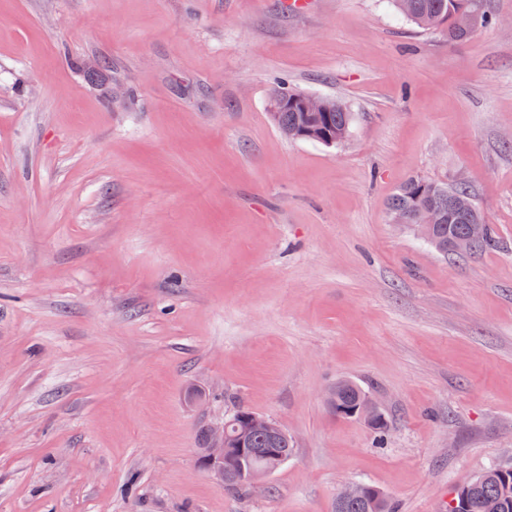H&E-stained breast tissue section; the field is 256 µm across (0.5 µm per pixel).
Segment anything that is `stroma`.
<instances>
[{
  "mask_svg": "<svg viewBox=\"0 0 512 512\" xmlns=\"http://www.w3.org/2000/svg\"><path fill=\"white\" fill-rule=\"evenodd\" d=\"M451 42L386 0H0V512H448L512 462V0ZM346 141L284 137L279 79ZM469 187L502 242L443 255L387 201ZM350 380L385 440L336 414ZM294 452L234 494L237 407ZM335 102L330 107L329 112L325 113L323 117V127L327 130H332L333 127H336L335 132L325 131L318 135L319 140L326 143L328 146L340 144L346 138L343 133L340 131L349 130L350 125L352 124L353 114L349 112L346 106L337 99L330 98ZM237 412L248 413V414H235L233 418L222 421L218 424L210 425L208 429L209 438L212 444V455L210 462L207 467H204L205 470L213 473L220 478L224 477V487L230 491H239L243 488L249 487L251 489H255L259 486L260 482L270 473H272L277 465L284 463L286 461L285 457L281 456L276 449L281 448L284 455L287 457L292 454V444L290 439L288 438V434L286 439L281 440L276 447L270 446V442L262 435H254V434H264L266 435L273 444H276L280 439L285 438V432L282 427L276 423L275 421L268 419L264 416L257 415L245 409L238 410ZM238 423L241 427V435L253 434L246 438L245 448H243V443L239 444L237 448V439L231 438L225 440L224 437L227 434L228 427L231 423ZM225 445V446H224ZM227 448H235L237 455L241 459H245L252 452L256 451L255 448H264V453L275 460L274 466H270L262 471L256 470H248L247 474H245L243 470V465L241 463V472L245 476L244 479L247 483L240 479L237 475V466L235 452L233 449ZM225 454V462H224V451ZM369 497L373 503H380L384 500L383 492L375 487L358 483L343 487L337 494V501L344 502L351 499ZM393 512V508L388 500L383 501V511Z\"/></svg>",
  "mask_w": 512,
  "mask_h": 512,
  "instance_id": "obj_1",
  "label": "stroma"
}]
</instances>
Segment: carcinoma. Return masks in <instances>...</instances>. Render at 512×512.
<instances>
[{
    "mask_svg": "<svg viewBox=\"0 0 512 512\" xmlns=\"http://www.w3.org/2000/svg\"><path fill=\"white\" fill-rule=\"evenodd\" d=\"M394 9L406 20L415 26L428 31H439L448 36L450 41H459L470 35V32L456 27V16L462 10L479 7L482 14V25L492 23V14L488 10L487 0H392ZM300 95V91L288 88L281 82L275 83L268 96V108L276 109L277 116L273 123L279 130H285L298 123L303 113L293 108L282 109L277 104L282 99H289ZM353 114L346 106L335 101L329 112L323 117V127L337 131H347L352 124ZM423 182V179L411 177L396 190L388 202L391 212L404 210L410 207L412 200L410 194L413 188ZM462 199L472 201V194L467 187L458 185L448 187L436 185V190L429 197H421L417 205L434 204L440 213L441 223L436 225V238L441 244L448 240L468 234L469 224L480 212L465 214L457 209H448V205H456ZM364 395V392L354 383L343 380L336 383L334 399L331 404L334 409L350 408L355 406ZM227 452L224 462V487L230 491H239L248 487V484L237 475V464L234 448L236 439L225 440ZM500 468L494 467L484 472L483 479L467 494L466 512H512V472L501 476Z\"/></svg>",
    "mask_w": 512,
    "mask_h": 512,
    "instance_id": "obj_1",
    "label": "carcinoma"
}]
</instances>
